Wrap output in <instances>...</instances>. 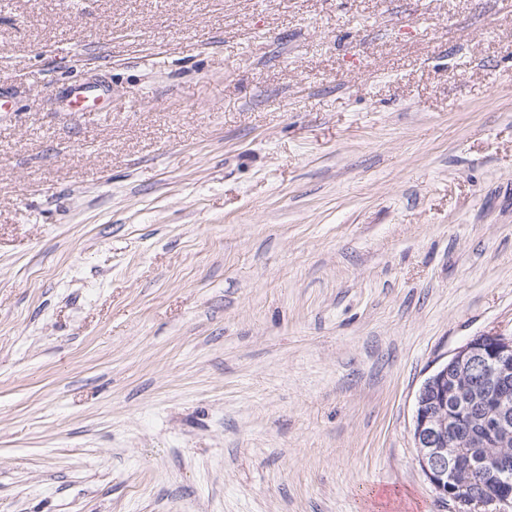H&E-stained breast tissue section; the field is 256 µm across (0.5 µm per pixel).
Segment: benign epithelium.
I'll list each match as a JSON object with an SVG mask.
<instances>
[{
    "mask_svg": "<svg viewBox=\"0 0 512 512\" xmlns=\"http://www.w3.org/2000/svg\"><path fill=\"white\" fill-rule=\"evenodd\" d=\"M473 428L481 430L484 447L496 449L491 467L502 483L460 498L453 482L474 476L464 451ZM412 435L421 471L439 495L467 512L512 507V336L488 332L456 348L421 384Z\"/></svg>",
    "mask_w": 512,
    "mask_h": 512,
    "instance_id": "obj_1",
    "label": "benign epithelium"
}]
</instances>
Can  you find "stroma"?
<instances>
[{"label": "stroma", "mask_w": 512, "mask_h": 512, "mask_svg": "<svg viewBox=\"0 0 512 512\" xmlns=\"http://www.w3.org/2000/svg\"><path fill=\"white\" fill-rule=\"evenodd\" d=\"M0 96V512H459L414 404L512 336V0H0ZM95 89L85 84L74 85L68 91V107L73 111H85L88 105H95L101 96L93 97Z\"/></svg>", "instance_id": "obj_1"}]
</instances>
